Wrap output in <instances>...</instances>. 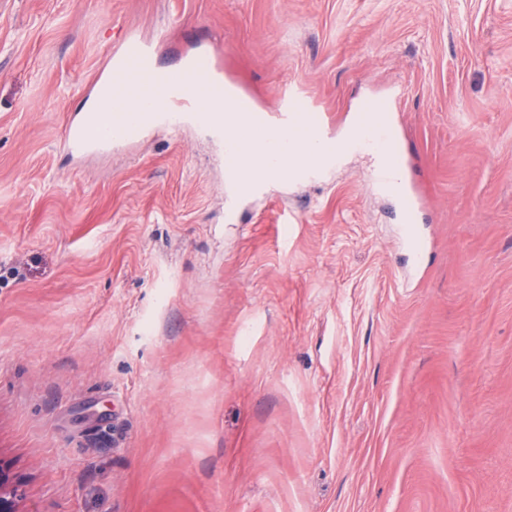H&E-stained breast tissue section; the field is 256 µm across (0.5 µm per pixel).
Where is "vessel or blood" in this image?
I'll return each mask as SVG.
<instances>
[{
    "label": "vessel or blood",
    "mask_w": 512,
    "mask_h": 512,
    "mask_svg": "<svg viewBox=\"0 0 512 512\" xmlns=\"http://www.w3.org/2000/svg\"><path fill=\"white\" fill-rule=\"evenodd\" d=\"M152 44L128 39L112 54L108 71L91 82L94 94L110 99L107 114L80 113L69 122L65 138L71 151L85 152L120 145L162 127H176L188 118L212 127L226 141L224 169L230 185L241 194L254 186L258 172L252 162L258 147L271 154L301 153L291 165L290 179L298 184L325 173L348 140H360L376 151L379 162L373 179L394 196L405 226V247L421 261L424 244L415 231L423 206L419 191L406 175L407 151L399 134V114L391 100L367 97L358 105L349 139L328 132L330 116L302 93L283 98L277 112H248L224 90L221 52L204 46L187 67L158 74L148 63Z\"/></svg>",
    "instance_id": "b4317fda"
}]
</instances>
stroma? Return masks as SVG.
<instances>
[{"mask_svg":"<svg viewBox=\"0 0 512 512\" xmlns=\"http://www.w3.org/2000/svg\"><path fill=\"white\" fill-rule=\"evenodd\" d=\"M262 111L397 100L374 154L235 198L190 122L75 156L130 35ZM0 460L20 512H512V0H0Z\"/></svg>","mask_w":512,"mask_h":512,"instance_id":"1","label":"stroma"}]
</instances>
